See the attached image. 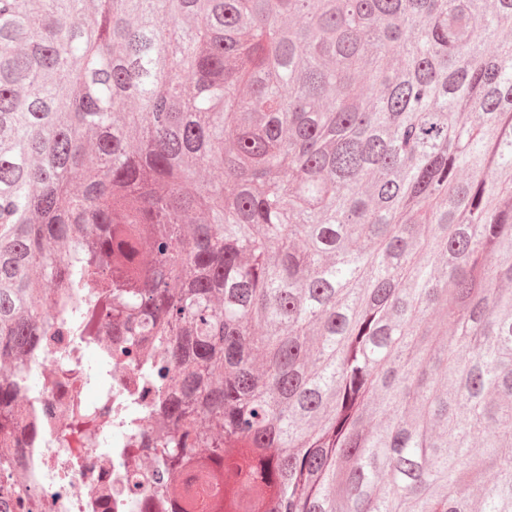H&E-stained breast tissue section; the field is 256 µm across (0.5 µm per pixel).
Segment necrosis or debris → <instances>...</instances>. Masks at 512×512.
Wrapping results in <instances>:
<instances>
[{"instance_id":"1","label":"necrosis or debris","mask_w":512,"mask_h":512,"mask_svg":"<svg viewBox=\"0 0 512 512\" xmlns=\"http://www.w3.org/2000/svg\"><path fill=\"white\" fill-rule=\"evenodd\" d=\"M119 338L103 329L94 351L106 375L87 397L85 353L69 336H37L24 347L14 389L13 430L0 435L11 459L0 475V512H176L159 498L168 475L145 455L159 431L155 394L146 393L139 362L113 358Z\"/></svg>"}]
</instances>
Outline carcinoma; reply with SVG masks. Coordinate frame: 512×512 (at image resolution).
<instances>
[{"instance_id": "cac0c4a2", "label": "carcinoma", "mask_w": 512, "mask_h": 512, "mask_svg": "<svg viewBox=\"0 0 512 512\" xmlns=\"http://www.w3.org/2000/svg\"><path fill=\"white\" fill-rule=\"evenodd\" d=\"M48 288L179 512H512V0H0V432Z\"/></svg>"}]
</instances>
